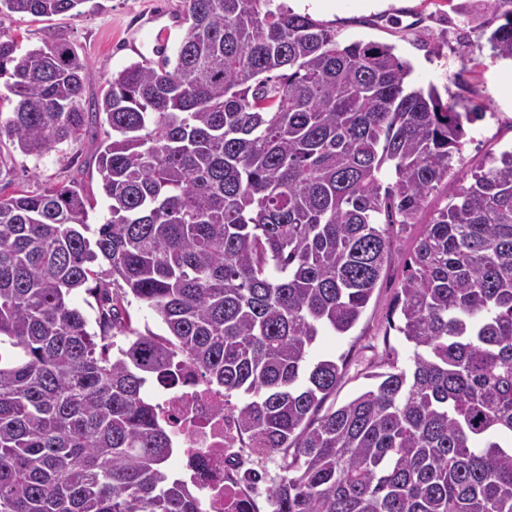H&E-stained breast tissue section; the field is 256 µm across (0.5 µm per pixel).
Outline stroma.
<instances>
[{
	"mask_svg": "<svg viewBox=\"0 0 512 512\" xmlns=\"http://www.w3.org/2000/svg\"><path fill=\"white\" fill-rule=\"evenodd\" d=\"M278 2L327 23L335 29L339 41L364 40L393 46L395 54L412 66L410 79L415 85H432L440 95L451 94L480 105L485 115L466 125L464 146L455 168L469 167L512 146V61L491 54L487 36L498 21L483 0H470L478 18L469 24L462 22L448 0H313L306 6L298 0ZM80 10L77 17L66 13L51 18L1 13L0 38L16 40L25 49L42 45L53 36L73 44L94 74L82 98L87 108L112 74L134 61L125 37L129 29L139 25L142 14H180L182 0H84ZM465 55L473 60L471 70L466 72L461 69ZM102 137V128L92 129L64 151H52L39 159L6 145L0 147L9 166L0 174V197L75 181L86 195L97 200L89 212L90 223H103L106 209L99 200L100 181L94 160ZM401 270V261H394L348 335L328 334L314 345L315 356L340 357L345 362V374L336 389L337 402L347 401L369 386L368 375L382 371L386 350L395 349L399 367L410 365L411 347L388 326ZM282 466L281 457L273 455L253 458L245 467V475L260 476L254 485L256 512H272L269 491L283 476Z\"/></svg>",
	"mask_w": 512,
	"mask_h": 512,
	"instance_id": "1",
	"label": "stroma"
}]
</instances>
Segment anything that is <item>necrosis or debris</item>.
<instances>
[{"mask_svg":"<svg viewBox=\"0 0 512 512\" xmlns=\"http://www.w3.org/2000/svg\"><path fill=\"white\" fill-rule=\"evenodd\" d=\"M155 401L179 448L182 468L200 490L202 512H240L247 497L236 478L242 451L223 392L203 384L159 388Z\"/></svg>","mask_w":512,"mask_h":512,"instance_id":"obj_1","label":"necrosis or debris"}]
</instances>
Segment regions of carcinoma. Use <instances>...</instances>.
I'll use <instances>...</instances> for the list:
<instances>
[{"mask_svg":"<svg viewBox=\"0 0 512 512\" xmlns=\"http://www.w3.org/2000/svg\"><path fill=\"white\" fill-rule=\"evenodd\" d=\"M488 9L493 56L512 60V0ZM183 13L175 59L129 64L88 112L69 42L0 40V144L40 158L108 126L96 230L75 186L0 198V512H200L197 483L166 469L150 377L247 397L240 434L286 471L273 512H512V149L425 222L480 113L409 87L391 46L270 0ZM421 223L392 309L412 368L389 362L338 406L344 364L314 344L357 324ZM130 297L165 334L133 327Z\"/></svg>","mask_w":512,"mask_h":512,"instance_id":"1","label":"carcinoma"}]
</instances>
